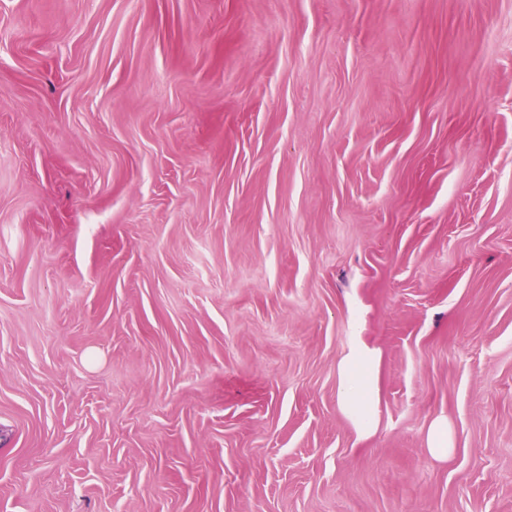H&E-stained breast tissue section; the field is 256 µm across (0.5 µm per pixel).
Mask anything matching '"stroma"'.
Returning a JSON list of instances; mask_svg holds the SVG:
<instances>
[{
	"instance_id": "1",
	"label": "stroma",
	"mask_w": 512,
	"mask_h": 512,
	"mask_svg": "<svg viewBox=\"0 0 512 512\" xmlns=\"http://www.w3.org/2000/svg\"><path fill=\"white\" fill-rule=\"evenodd\" d=\"M0 512H512V0H0ZM378 351L356 340L342 359L338 403L357 437H369L378 422ZM452 438L448 428V419L438 417L431 424L427 433V449L432 457L443 460L452 451Z\"/></svg>"
}]
</instances>
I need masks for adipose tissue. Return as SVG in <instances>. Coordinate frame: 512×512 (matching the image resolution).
Listing matches in <instances>:
<instances>
[{
	"label": "adipose tissue",
	"mask_w": 512,
	"mask_h": 512,
	"mask_svg": "<svg viewBox=\"0 0 512 512\" xmlns=\"http://www.w3.org/2000/svg\"><path fill=\"white\" fill-rule=\"evenodd\" d=\"M378 351L355 341L342 359L338 403L358 438L369 437L378 422Z\"/></svg>",
	"instance_id": "1"
}]
</instances>
